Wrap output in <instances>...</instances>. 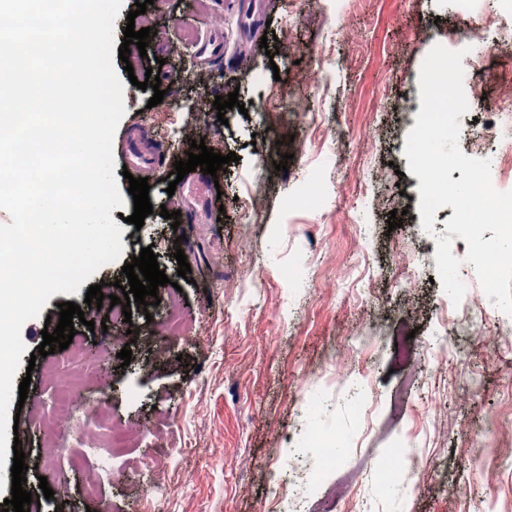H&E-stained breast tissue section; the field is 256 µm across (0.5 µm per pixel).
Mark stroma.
<instances>
[{
	"label": "stroma",
	"instance_id": "1",
	"mask_svg": "<svg viewBox=\"0 0 512 512\" xmlns=\"http://www.w3.org/2000/svg\"><path fill=\"white\" fill-rule=\"evenodd\" d=\"M258 19H251L236 0H153L136 28H150L146 57L135 58L131 71L121 60L113 65L124 82L125 113L120 128L145 123L174 159H182L191 141H204L221 154L236 153L237 163L219 173L220 203L225 217L213 224L180 223L156 209L168 200L167 184L151 180L153 214L142 227L123 224L119 261L102 266L72 294L48 299L42 315L58 324L59 303L83 305L89 285L103 284L104 295H119L124 263L152 247L169 282L159 299L178 294L191 336L170 345L167 360L155 361L147 346V316L158 307L133 308L137 335L129 366H122L121 343L103 330L104 311L85 308L84 322L74 328L86 343L110 349L112 413L124 426L150 430L162 415L179 421L178 446L142 442L139 455L153 457L160 473H144L126 458L112 462L101 501H84L82 476L41 451L37 438L20 433L37 477H46L55 492L45 499L31 483L39 512H149L144 490L155 481L168 488L169 512H294L295 502L276 504L271 472L288 454L300 449L306 381L320 402L321 426L335 438L339 451L324 497L338 512H486L491 501L512 497V480L503 471L512 462V434L501 432L496 456L483 448L492 421L512 420V329L482 288L470 302L480 307V326L459 325L448 342L461 359L440 360L429 341L437 331V302L443 295L436 281V261L422 262L419 283L411 291L396 286L394 256L398 247L412 252L436 251L446 236L451 207L435 213L432 231L422 228L419 178L410 173L404 155L409 102L419 99L422 62L434 44L465 50V62L480 72L486 86L482 100L460 116L459 147L474 153L475 137L491 128L498 109L507 107L499 83L512 79V11L486 33L489 52L468 53L463 0H340L327 14L321 0H259ZM224 33V56L206 62L221 72L209 94L197 82L184 80L176 97L149 106L153 89L129 83L147 70L160 72L162 85L194 50L184 41L193 33L206 42L215 27ZM276 36L264 39L265 28ZM291 36L289 54L278 53L280 34ZM275 48L266 56V48ZM237 93L238 108L217 113L216 96ZM319 113L317 126L302 127L296 116L281 119L277 110L297 96ZM180 126L179 141L161 131L163 119ZM374 154H366L368 139ZM286 170H276L277 161ZM313 179L321 193L311 208L288 207L290 197ZM261 181L257 221L244 223L253 181ZM406 211L402 227L389 229L394 207ZM248 248H241V237ZM183 250L189 277L177 274L176 250ZM371 257L363 265L360 252ZM94 329H87V322ZM367 324L371 339L353 337ZM18 377H30L24 404L10 403L9 415L21 419L47 411L58 382L43 379L38 368L55 362L60 373L69 366L62 352L50 358L21 356ZM37 369L29 373L26 362ZM353 383L342 385L344 367ZM373 369L374 398L381 404L374 421L359 419L352 409L357 382ZM139 396L127 398L128 387ZM435 399L440 412L424 413ZM418 457L421 477L407 486L382 485L378 469L392 449Z\"/></svg>",
	"mask_w": 512,
	"mask_h": 512
}]
</instances>
